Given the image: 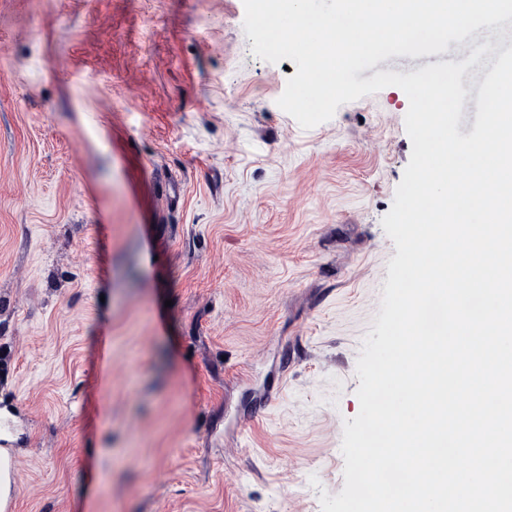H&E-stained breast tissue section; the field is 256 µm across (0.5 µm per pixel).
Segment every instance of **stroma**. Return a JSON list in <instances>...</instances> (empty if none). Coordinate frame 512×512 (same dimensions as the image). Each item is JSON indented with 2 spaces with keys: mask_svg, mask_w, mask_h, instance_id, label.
Returning <instances> with one entry per match:
<instances>
[{
  "mask_svg": "<svg viewBox=\"0 0 512 512\" xmlns=\"http://www.w3.org/2000/svg\"><path fill=\"white\" fill-rule=\"evenodd\" d=\"M243 0H0V417L15 512H321L412 150L389 86L302 128ZM478 62L469 57L479 46ZM512 20L469 61L458 130Z\"/></svg>",
  "mask_w": 512,
  "mask_h": 512,
  "instance_id": "35a3bbf8",
  "label": "stroma"
}]
</instances>
